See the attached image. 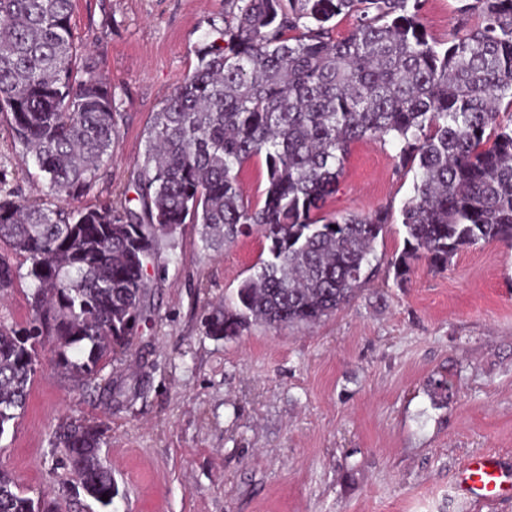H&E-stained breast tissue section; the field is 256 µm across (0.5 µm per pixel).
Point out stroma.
Returning <instances> with one entry per match:
<instances>
[{"label":"stroma","mask_w":512,"mask_h":512,"mask_svg":"<svg viewBox=\"0 0 512 512\" xmlns=\"http://www.w3.org/2000/svg\"><path fill=\"white\" fill-rule=\"evenodd\" d=\"M461 0H423L421 19L443 40ZM225 0H75L83 58L112 88L120 136L74 207L139 209L135 181L156 112L191 74L201 35L223 25ZM390 141L356 143L324 216L400 213L415 174ZM0 168L27 198L43 181L12 146L0 114ZM202 227L162 236L146 272V319L96 378L59 369L40 351L22 416L0 439V468L26 496L58 512H512L455 488L467 458H512V247L481 243L447 268L418 261L397 284L401 222L376 246L378 269L342 310L310 325L254 322L233 338L207 336L205 317L267 255L258 233L205 249ZM33 288L0 295V327L24 326ZM450 389L436 403L431 383ZM101 426V455L118 493L92 502L54 445L67 418Z\"/></svg>","instance_id":"1"}]
</instances>
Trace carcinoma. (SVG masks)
I'll return each instance as SVG.
<instances>
[{"label": "carcinoma", "instance_id": "cac0c4a2", "mask_svg": "<svg viewBox=\"0 0 512 512\" xmlns=\"http://www.w3.org/2000/svg\"><path fill=\"white\" fill-rule=\"evenodd\" d=\"M74 0H0V113L13 144L43 174L46 193L0 188V291L27 277L32 318L0 330V439L25 409L39 348L85 380L136 333L148 265L160 237L190 219L204 247L253 229L267 258L207 322L238 336L249 323L309 324L348 304L373 276L374 244L392 215L320 217L352 146L390 138L416 171L401 209L405 283L424 259L438 269L480 243L512 245V0H463L461 28L432 37L422 0H226L224 26L205 32L198 66L156 113L138 165L141 212L72 210L119 139L112 89L78 65ZM354 18L334 37L332 21ZM477 17L474 25L470 17ZM265 154L263 205L245 200L238 172ZM72 473L103 508L112 473L99 462L102 431L59 426ZM108 500H102V496ZM34 500L0 470V512Z\"/></svg>", "mask_w": 512, "mask_h": 512}]
</instances>
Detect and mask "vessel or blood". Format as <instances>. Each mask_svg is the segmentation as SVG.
<instances>
[{
  "label": "vessel or blood",
  "instance_id": "b4317fda",
  "mask_svg": "<svg viewBox=\"0 0 512 512\" xmlns=\"http://www.w3.org/2000/svg\"><path fill=\"white\" fill-rule=\"evenodd\" d=\"M456 485L463 496L486 503L512 497V478L496 453L470 460L458 472Z\"/></svg>",
  "mask_w": 512,
  "mask_h": 512
}]
</instances>
